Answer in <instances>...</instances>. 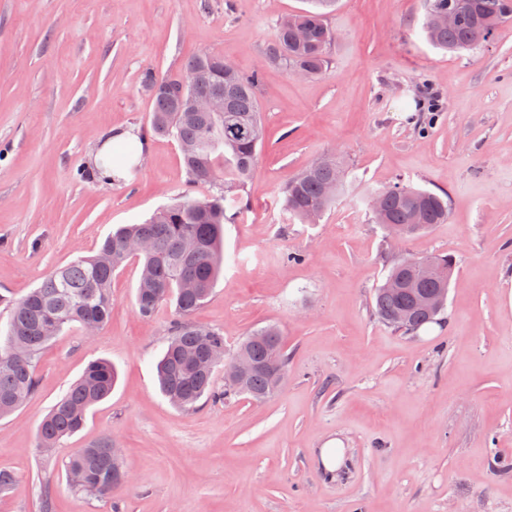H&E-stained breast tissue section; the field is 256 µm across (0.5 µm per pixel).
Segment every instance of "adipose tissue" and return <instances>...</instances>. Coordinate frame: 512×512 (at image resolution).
<instances>
[{
	"label": "adipose tissue",
	"mask_w": 512,
	"mask_h": 512,
	"mask_svg": "<svg viewBox=\"0 0 512 512\" xmlns=\"http://www.w3.org/2000/svg\"><path fill=\"white\" fill-rule=\"evenodd\" d=\"M143 152V143L130 128H116L102 134L88 157V166L108 184L129 180Z\"/></svg>",
	"instance_id": "adipose-tissue-1"
}]
</instances>
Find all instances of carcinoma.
Here are the masks:
<instances>
[{
  "label": "carcinoma",
  "mask_w": 512,
  "mask_h": 512,
  "mask_svg": "<svg viewBox=\"0 0 512 512\" xmlns=\"http://www.w3.org/2000/svg\"><path fill=\"white\" fill-rule=\"evenodd\" d=\"M456 0H425L424 31L428 41L450 53H458L493 40L498 26L512 19V0H462L455 23L439 26L435 14L448 10ZM312 8L280 20L267 57L286 68H297L310 76L323 71L327 46L333 32L324 20V10L335 0H311ZM223 55L204 52L190 59L185 69L193 83L182 87L175 77L159 78L152 71L142 75L144 88L164 83L170 94L152 96L149 133L173 138L180 147L190 179L209 182L218 191L207 198L184 193L156 212L143 224L118 228L92 256L80 257L47 275L41 284L11 303L4 343L0 345V417L22 406L35 392L36 359L40 351L63 329L75 322L102 328L112 307V275L132 258L129 243L148 239L152 251L140 253L141 275L136 293L138 314L151 318L164 303L174 305L179 319L156 364L159 388L173 406L190 409L202 398L217 399L213 372L189 364L184 353H213L215 365L224 363V336L217 329H204L190 322L191 315L210 296L224 264L222 241L226 212L236 207L235 191L251 179L258 166V146L263 129L257 98L258 76L245 77L233 71L228 79ZM232 81L235 96L224 114L180 112L174 91L184 96L213 95ZM344 188L343 170L334 158L310 165L288 181L284 189V210L302 222H312L336 202ZM379 206L372 210L374 223L387 236L403 240L428 232L436 224L448 223V195H439L396 182L373 195ZM440 273L427 281L422 294L450 287L456 262L449 255H430ZM409 273L406 260L395 263L385 283L375 290L378 318L388 327L403 332L419 330L436 320L437 314L418 305L413 290L390 289L386 282ZM406 316L396 324L392 318ZM236 355L249 358L253 369L242 381L224 378L225 391L256 400L271 397L279 389L277 372H288L282 334L270 325L253 331L238 346ZM118 374L112 363L98 359L88 363L79 379L54 405L40 425L42 448H54L65 437L81 430L89 409L112 392ZM112 440L105 438L70 456L67 472L82 477L79 490L108 497L123 487L124 472L111 455Z\"/></svg>",
  "instance_id": "carcinoma-1"
}]
</instances>
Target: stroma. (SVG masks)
I'll return each mask as SVG.
<instances>
[{"label": "stroma", "mask_w": 512, "mask_h": 512, "mask_svg": "<svg viewBox=\"0 0 512 512\" xmlns=\"http://www.w3.org/2000/svg\"><path fill=\"white\" fill-rule=\"evenodd\" d=\"M306 6L0 0V336L7 301L52 270L182 193H213L189 182L167 137L148 139L127 183L92 180L86 157L107 128L145 131L144 71L175 76L215 51L258 74L264 134L224 226V271L192 321L222 331L228 356L276 325L288 356L267 400L174 408L154 365L176 314L138 315L141 265L128 260L107 324L65 327L40 355L35 393L0 418V468L18 477L0 512H512V20L456 56L427 40L424 0H336L322 73L296 78L266 50L280 18ZM322 156L344 162V191L315 223L287 216L283 187ZM399 181L447 194V223L387 237L369 198ZM428 254L457 264L445 310L396 332L374 291L394 262ZM99 358L118 372L110 397L39 447L42 419ZM105 437L127 483L109 499L73 491L69 455ZM336 439L346 463L334 475L315 456Z\"/></svg>", "instance_id": "obj_1"}]
</instances>
